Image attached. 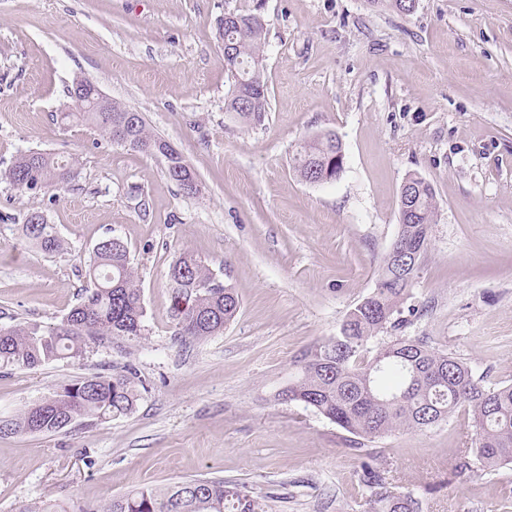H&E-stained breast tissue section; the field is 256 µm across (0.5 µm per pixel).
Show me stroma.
<instances>
[{
  "label": "stroma",
  "instance_id": "obj_1",
  "mask_svg": "<svg viewBox=\"0 0 512 512\" xmlns=\"http://www.w3.org/2000/svg\"><path fill=\"white\" fill-rule=\"evenodd\" d=\"M229 11L264 24L268 112L255 127L224 110L217 22ZM78 78L142 112L201 193L184 195L159 159L61 122ZM327 131L344 169L307 183L292 158ZM29 150L77 157L79 175L36 196L0 182V326L58 323L94 246L115 237L146 330L34 369L0 367V419L128 363L147 390L106 423L0 435V512H81L203 478L244 484L269 512H363L346 432L276 393L373 290L412 174L431 183L437 210L404 333L486 384H512V0H418L409 15L369 0H0V169ZM34 209L59 252L23 237ZM185 251L240 301L205 340L175 334L168 271ZM474 437L461 408L375 446L387 482L420 495L423 512H512V465L452 475Z\"/></svg>",
  "mask_w": 512,
  "mask_h": 512
}]
</instances>
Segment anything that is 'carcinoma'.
I'll use <instances>...</instances> for the list:
<instances>
[{"mask_svg":"<svg viewBox=\"0 0 512 512\" xmlns=\"http://www.w3.org/2000/svg\"><path fill=\"white\" fill-rule=\"evenodd\" d=\"M263 24L251 14L228 12L218 20L224 48V68L232 79L225 111L246 126L259 125L267 112V86L259 67L264 42ZM61 120L85 122L110 142L133 151L168 153L166 174L177 186L192 190L196 172L168 141L153 133L141 112L114 101L103 112H63ZM341 147L333 132L304 142L294 155L302 179L315 173L335 179L336 154ZM79 160L27 151L0 172V179L32 195L62 188L78 176ZM407 181L416 191L415 220L400 225L383 260L374 289L358 302L339 325L336 336L307 351L297 376L281 399L299 403L353 436L349 447L359 458V486L369 492L364 512H422L410 491L387 486L378 452L367 444L393 431H422L445 421L460 407L471 415L476 437L470 448L451 464L458 477L473 465L496 469L512 464V385L487 386L453 354L432 348L416 336H398L372 347L379 334L397 331L405 322L396 317L409 296L417 274L405 278L397 257L409 247L423 259L436 216L435 193L418 176ZM26 236L45 253L61 249L54 227L31 212ZM169 288L177 335L200 340L224 330L240 303L234 289L215 279L194 253L183 252L170 265ZM146 310L129 251L121 240L104 239L93 250L87 285L81 301L59 323L0 327V364L33 369L50 360L81 356L92 343L108 339L134 340L143 336ZM145 389L134 366L112 374L80 377L60 386L51 397L4 422L5 433L49 434L78 419L108 422L133 411ZM85 512H267L266 504L244 486L222 479H191L162 489H142L114 496Z\"/></svg>","mask_w":512,"mask_h":512,"instance_id":"1","label":"carcinoma"}]
</instances>
